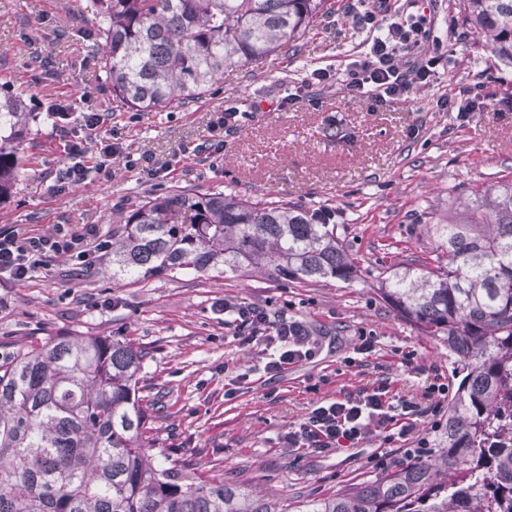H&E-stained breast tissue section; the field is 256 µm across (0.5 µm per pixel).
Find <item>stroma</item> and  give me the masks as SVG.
<instances>
[{"mask_svg":"<svg viewBox=\"0 0 512 512\" xmlns=\"http://www.w3.org/2000/svg\"><path fill=\"white\" fill-rule=\"evenodd\" d=\"M416 1L431 13L445 57L410 100L377 106L313 84V70L342 68L366 37L349 0H335L299 54L225 72L205 98L184 107L116 112L96 66L102 44L75 30L82 0H0V89L21 94L38 115L19 146L20 175L0 202L1 229L44 234L95 224L108 234L136 200L180 185L329 206L363 270L349 284L211 270L122 285L106 273L107 258L89 270L58 258L25 284L0 282V341L45 331L131 339L147 353L138 387L151 408L150 454L172 470L220 474L288 501L350 489L400 459L385 454L377 431L339 451L305 453L280 443L290 425L341 392L390 382L428 407L421 439L434 440L448 421V399L427 389L435 376L456 379L448 346L375 289L381 269L413 260L445 265L432 220L447 219L466 190L512 178V67L489 56L449 0ZM478 82L482 105L467 120L437 107L438 98ZM87 88L93 96L84 102ZM62 100L73 103L63 121L51 115ZM231 106L247 112L245 122L225 131L220 154L195 156L194 148L213 144L214 125ZM96 111L110 115L98 138L120 132L123 155L110 159V178L93 173L78 184L58 183L55 171L67 159L61 128L81 129L85 113ZM131 157L173 170L154 177L129 168ZM108 298L118 307L100 308ZM225 299L254 303L273 322L303 321L318 343L315 357L268 379L255 349L225 328L215 309ZM364 334L375 344L367 356L355 352Z\"/></svg>","mask_w":512,"mask_h":512,"instance_id":"stroma-1","label":"stroma"}]
</instances>
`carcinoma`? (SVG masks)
Segmentation results:
<instances>
[{"label":"carcinoma","instance_id":"carcinoma-1","mask_svg":"<svg viewBox=\"0 0 512 512\" xmlns=\"http://www.w3.org/2000/svg\"><path fill=\"white\" fill-rule=\"evenodd\" d=\"M485 49L512 66V0H453ZM330 0H84L112 101L158 111L205 97L230 67L297 50ZM34 120L0 93V202ZM298 201L175 186L121 214L114 282L219 266L304 285L359 279L331 223ZM447 267L406 265L379 281L402 317L448 343L460 376L448 425L426 457L351 490L286 503L175 472L148 452L138 373L147 352L121 336L48 333L0 357V512H512V180L459 196L431 225Z\"/></svg>","mask_w":512,"mask_h":512}]
</instances>
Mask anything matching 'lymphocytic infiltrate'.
Listing matches in <instances>:
<instances>
[{"instance_id": "obj_1", "label": "lymphocytic infiltrate", "mask_w": 512, "mask_h": 512, "mask_svg": "<svg viewBox=\"0 0 512 512\" xmlns=\"http://www.w3.org/2000/svg\"><path fill=\"white\" fill-rule=\"evenodd\" d=\"M358 18L368 33L366 49L337 72V89L380 104L409 99L433 73L435 59L427 43L428 19L423 15H397L383 25L370 8ZM111 244V239L95 226L80 233L61 230L28 237L0 229V281L27 282L57 258L89 265L93 254L107 251ZM219 310L225 328L266 355L264 370L270 376L315 355L317 343L300 321L270 322L261 307L241 301H224ZM425 413L421 404L393 393L389 383L382 382L316 406L289 427L281 441L290 448L321 453L357 447L374 431H392L405 439L419 432Z\"/></svg>"}]
</instances>
